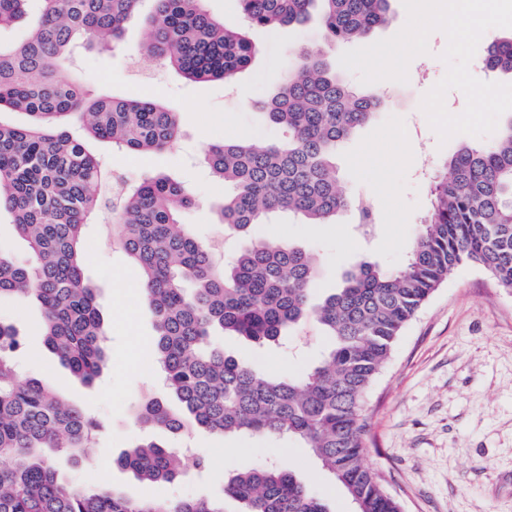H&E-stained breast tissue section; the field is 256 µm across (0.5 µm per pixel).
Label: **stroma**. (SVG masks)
I'll return each mask as SVG.
<instances>
[{
  "mask_svg": "<svg viewBox=\"0 0 512 512\" xmlns=\"http://www.w3.org/2000/svg\"><path fill=\"white\" fill-rule=\"evenodd\" d=\"M145 0L127 25L122 41L78 51L66 69L91 96L145 97L177 112L181 135L169 148L149 154L120 152L105 142L91 148L109 176L136 184L154 175L180 182L193 203L180 221L207 245L217 264L230 261L239 247L219 217L223 184L204 160L209 144L248 139L270 142L279 131L256 106L272 96L299 49L327 48L338 62L347 44L328 48L316 23L276 29L254 27L260 52L232 83L193 82L161 60L138 53L149 38ZM447 37H428V54L413 58L404 83L384 80L361 84L354 72L345 78L384 101L374 120L341 148L340 184L367 198L377 216L373 237L356 233L354 213L330 224H304L284 216L275 224H256L254 236L315 249L320 276L314 288L322 298L343 274L370 260L399 268L416 236L430 184L418 176L423 158L441 172L448 153L478 137L459 134L440 142L421 109L423 95L446 72L440 56ZM85 273L96 289L97 306L107 327L108 366L93 384L81 383L54 361L43 336L42 312L29 300H0V322L24 338L18 353L21 379L53 384L67 401L104 424L95 441V461L65 468L69 480L87 488L109 487L136 499L150 495L176 501L223 497L224 474L269 464L290 469L326 504L329 512H355L351 499L301 442L286 437L198 434L165 435L171 448H190L207 458L205 470L189 469L172 483L147 485L117 463L141 437L134 412L148 392H160L161 375L153 350L136 352L134 338L155 334L136 266L112 242V218L91 224L83 245ZM226 354L246 357L262 373L302 375L317 364L330 341L312 321L302 322L279 342L254 348L234 336L216 334ZM369 422L366 462L382 471L404 512H512V291L497 285L480 265L459 266L420 308L398 338L391 356L364 404Z\"/></svg>",
  "mask_w": 512,
  "mask_h": 512,
  "instance_id": "35a3bbf8",
  "label": "stroma"
}]
</instances>
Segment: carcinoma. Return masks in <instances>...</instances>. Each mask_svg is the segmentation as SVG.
<instances>
[{"mask_svg":"<svg viewBox=\"0 0 512 512\" xmlns=\"http://www.w3.org/2000/svg\"><path fill=\"white\" fill-rule=\"evenodd\" d=\"M0 0V30L20 21L18 41L0 40V112H23V125L0 123V213L28 243L30 261L0 251V298L34 297L43 312L47 348L82 382L106 368V329L96 288L84 274L82 242L90 219L108 211L119 247L139 269L155 320L152 344L167 400L148 397L136 411L144 429L177 433L195 427L224 436L262 434L301 440L343 487L356 512H402L383 474L365 461L364 398L405 326L434 291L466 262L482 266L512 290V121L477 146L462 145L431 181L430 207L403 266L364 261L320 302L312 301L319 264L309 250L273 246L251 227L282 213L304 224H328L353 210L375 223L370 205L339 188L336 150L371 122L383 102L352 88L326 52L307 51L261 108L282 138L258 145L228 140L205 151L228 188L220 216L245 239L233 261L210 250L179 222L192 199L166 175L125 185L108 199V176L89 141L146 153L179 136L180 120L151 100L90 98L60 68L80 46L122 39L144 0ZM244 26L213 18L204 0H153L142 50L163 57L184 78L232 81L259 52L251 26L316 20L327 46L371 40L391 19L390 0H235ZM484 67L512 75V37L494 42ZM77 118L85 137L65 129ZM312 318L331 339L302 378L262 374L205 346L211 332L241 336L257 347L276 342ZM22 336L0 323V512H224V501L130 499L83 489L63 478L56 458L89 461L104 425L67 404L40 380H18L14 353ZM148 484L182 472L176 451L147 437L120 459ZM224 496L241 512H328L293 473L266 467L228 476Z\"/></svg>","mask_w":512,"mask_h":512,"instance_id":"1","label":"carcinoma"}]
</instances>
